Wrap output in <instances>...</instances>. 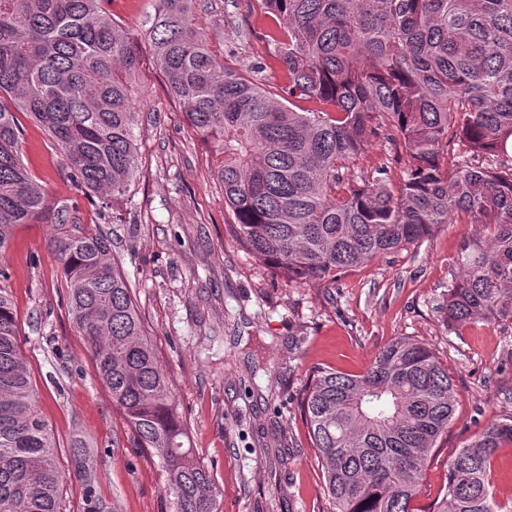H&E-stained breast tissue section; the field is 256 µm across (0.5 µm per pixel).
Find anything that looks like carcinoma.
Returning <instances> with one entry per match:
<instances>
[{
	"label": "carcinoma",
	"mask_w": 512,
	"mask_h": 512,
	"mask_svg": "<svg viewBox=\"0 0 512 512\" xmlns=\"http://www.w3.org/2000/svg\"><path fill=\"white\" fill-rule=\"evenodd\" d=\"M106 0H0V256L47 198L22 153L17 117L63 150L70 177L116 207L138 170V36ZM196 0H155L151 59L218 157L229 229L290 282L323 284L404 250L442 224H480L448 288L450 328L512 321V0H256L283 84L270 91L218 64L193 23ZM308 107L295 110V101ZM380 128L403 148L402 177L357 161ZM467 149L448 153V140ZM99 233L55 240L69 313L136 445L166 473L172 512H219L126 278ZM448 371L426 344L397 338L362 375L316 371L298 407L335 512H415L427 456L455 410ZM512 415L447 460L428 512H512L492 462ZM86 486L97 462L80 452ZM57 444L37 410L0 287V512H64Z\"/></svg>",
	"instance_id": "carcinoma-1"
}]
</instances>
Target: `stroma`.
Returning <instances> with one entry per match:
<instances>
[{
	"mask_svg": "<svg viewBox=\"0 0 512 512\" xmlns=\"http://www.w3.org/2000/svg\"><path fill=\"white\" fill-rule=\"evenodd\" d=\"M254 0H197L195 27L216 62L240 70L269 60ZM259 78L280 86L268 67ZM138 171L121 223L69 176L48 133L21 116L25 162L47 191L45 215L18 225L0 257L31 368L37 405L57 443L65 512H171L156 459L138 448L99 382L68 313L53 241L86 224L112 242L140 315L171 380L189 444L210 470L220 512H333L297 408L319 368L364 373L391 340L426 343L456 391L454 417L431 451L415 512H428L446 483V461L492 421L512 415V322L448 330L444 306L474 224H445L400 252L352 267L331 286L275 277L228 233L224 190L209 146L187 124L161 73L138 77ZM400 147L380 131L360 160L398 182ZM85 440L98 461L85 486L69 447Z\"/></svg>",
	"mask_w": 512,
	"mask_h": 512,
	"instance_id": "stroma-1",
	"label": "stroma"
}]
</instances>
